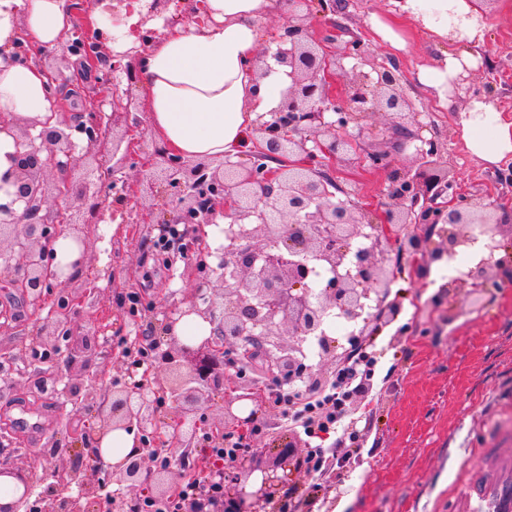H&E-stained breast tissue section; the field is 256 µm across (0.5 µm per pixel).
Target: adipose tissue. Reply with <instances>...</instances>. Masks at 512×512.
Wrapping results in <instances>:
<instances>
[{
    "mask_svg": "<svg viewBox=\"0 0 512 512\" xmlns=\"http://www.w3.org/2000/svg\"><path fill=\"white\" fill-rule=\"evenodd\" d=\"M201 22L166 29L140 61L153 134L187 158H221L250 147L257 114L275 109L288 83L273 66L257 79L254 61L264 36L261 20L275 0H200ZM394 12L441 41L466 45L437 65L423 66L419 82L448 101L458 74L479 59L469 45L483 40L486 23L471 0H391ZM72 26L67 0H0V204L14 199L12 156L20 124L52 118L51 74L36 62L17 61L18 39L37 48H55ZM462 138L474 157L497 165L512 161V121L494 101L471 100L463 112Z\"/></svg>",
    "mask_w": 512,
    "mask_h": 512,
    "instance_id": "1",
    "label": "adipose tissue"
}]
</instances>
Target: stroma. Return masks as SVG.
Segmentation results:
<instances>
[{
	"label": "stroma",
	"mask_w": 512,
	"mask_h": 512,
	"mask_svg": "<svg viewBox=\"0 0 512 512\" xmlns=\"http://www.w3.org/2000/svg\"><path fill=\"white\" fill-rule=\"evenodd\" d=\"M335 15L341 29L337 43L357 34L370 43L378 61L396 64L409 97L420 111H436L437 119L425 125L424 138L439 137L448 169L458 194L489 199L512 208V184L501 176L512 166L491 167L469 154L461 139L463 100H450L437 108L436 100L417 80L419 67L437 65L443 53H459V44H438L411 21L399 25L408 36V48L398 52L371 29V16L389 15L391 0H340ZM487 10L484 42L474 52L482 63L474 72L467 96L492 97L505 119L512 120V0L484 4ZM40 61L55 77V93L61 111L87 112L90 102L111 98L112 86L104 82L107 66L98 75L85 72L78 57L61 49L45 51ZM132 92L138 98L135 118H119L115 133L126 134L134 143L132 167L127 178L146 173L156 139L150 129L148 102L142 84ZM388 170L371 167L363 157L354 165L337 167L339 187L354 191L359 202L373 214L388 204ZM174 203L166 193L149 200L135 195L109 193L100 204L101 215L115 226L110 243L89 241L86 283L91 292L77 304L74 333L69 343L74 354L68 373L79 381L84 361L103 369L108 386L128 381L127 369L118 358L123 337L151 349L168 343L160 326L171 304L190 288L195 271L184 261L174 268L160 263L154 243L160 235V216L173 214ZM399 247L389 257L398 271L390 299L398 315L372 336L380 353V378L367 399L357 402L353 415L365 424L366 454L357 459L340 479H329L318 505L319 512H441L448 501V487L465 459L470 426L490 435L495 428L512 431V279L479 303H472L466 288H448V274L431 264L424 279H416L399 261ZM112 265L116 278L107 280L105 265ZM141 294L144 304L137 316H129V293ZM11 320L0 332V350L8 352L12 371L0 374V409L25 417L26 426L0 429V468L26 467L35 455L57 449L58 459L70 464L81 450L76 438L91 433L97 424L94 413L76 410L63 398L44 399L30 391L24 371L26 351L39 323L0 270V311ZM267 414L253 428L249 444L253 453L264 454L283 437L302 438L301 429L289 426L283 406L266 395Z\"/></svg>",
	"instance_id": "1"
}]
</instances>
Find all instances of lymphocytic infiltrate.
Segmentation results:
<instances>
[{"mask_svg":"<svg viewBox=\"0 0 512 512\" xmlns=\"http://www.w3.org/2000/svg\"><path fill=\"white\" fill-rule=\"evenodd\" d=\"M379 360L372 345L354 341L335 375L322 389L306 392L278 380L269 385V392L283 403L289 425L302 429L315 441L307 453L309 481L300 494L292 497L290 512H313L332 469H344L361 456V431L352 405L372 390ZM330 435L335 436L338 444L332 462L321 446L322 440Z\"/></svg>","mask_w":512,"mask_h":512,"instance_id":"f902f5d3","label":"lymphocytic infiltrate"}]
</instances>
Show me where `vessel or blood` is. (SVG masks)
Listing matches in <instances>:
<instances>
[{
    "mask_svg": "<svg viewBox=\"0 0 512 512\" xmlns=\"http://www.w3.org/2000/svg\"><path fill=\"white\" fill-rule=\"evenodd\" d=\"M448 512H512V448L473 442L448 494Z\"/></svg>",
    "mask_w": 512,
    "mask_h": 512,
    "instance_id": "obj_1",
    "label": "vessel or blood"
}]
</instances>
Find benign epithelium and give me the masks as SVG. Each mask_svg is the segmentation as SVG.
Wrapping results in <instances>:
<instances>
[{"label":"benign epithelium","mask_w":512,"mask_h":512,"mask_svg":"<svg viewBox=\"0 0 512 512\" xmlns=\"http://www.w3.org/2000/svg\"><path fill=\"white\" fill-rule=\"evenodd\" d=\"M288 5V17L272 37L274 49L256 56L255 69L258 79L265 78L270 55L286 68L289 82L278 106L258 115L253 124L248 165L243 168L229 158L217 166L190 164L160 147L154 153V171L140 178V184L151 192L162 187L170 191L176 215L160 223L166 233L175 236L181 258L210 252L196 232L201 225L212 223L216 213L224 212L235 227L219 263L222 304L213 300L212 279L200 275L185 306L169 310L162 321V328L170 332L182 317L197 314L212 325V335L198 344L170 337L167 348L154 349L151 367L117 390L107 389L105 372L87 366L82 387L65 380L60 371L35 373L36 389L56 390L73 408L94 410L99 420L95 433L81 439V447L90 451L84 465L58 464L46 455L31 462L29 470L40 467L55 483L77 487L74 496L44 500L39 512H88L90 503L96 512H142L141 501L132 490L149 486L157 506L179 493L188 473L156 465L153 460L160 452L174 456L191 450L200 426L199 410L223 390L224 377L234 367L226 359L230 349L241 363L265 350L273 375L297 378L309 382L312 389L319 388L321 379L303 362V344L312 337L322 353L335 352L336 341L324 329L328 314L338 312L353 321L361 318L366 329L370 319L363 314L374 300L377 322L387 325L397 317V306L388 301L394 270L385 256L387 245H401L416 261L415 273L425 277L430 263L482 241L490 259L478 262L451 284L453 288L466 286L475 301L498 287L492 270H512V249L507 247L512 241V213L495 201L457 196L439 138L426 139L420 134L419 113L399 76L378 62L372 45L355 34L340 54L328 53L325 44L332 39L317 36L310 13L303 12L309 0H288ZM101 50L96 36L78 24L64 54L80 56L85 70L92 73L98 70ZM134 56L142 58L131 50L112 54L109 105L115 115H129L137 109L129 92L119 90L122 79L131 83L140 72L126 62ZM336 70L347 80L343 107L336 105L331 89ZM379 113L387 117L399 148L414 145L412 165L391 171L389 203L379 235L371 245L352 253L351 244L372 223L370 212L349 197H336L331 191L336 186L331 171L336 163L350 159L363 133V122ZM36 125L31 122L16 136V196L23 209L17 213L0 206V267L37 313L43 309L46 289L55 287L49 275L51 243L65 230L87 243L81 224L61 212L44 211V173L49 168L63 173L74 170L83 161L76 155L75 135L85 136L91 149L103 139V121L102 113L91 111L87 122L74 126L45 122L35 135L31 129ZM84 170L95 179L94 191L83 196L95 213L102 193L126 183V177L117 161L103 176L102 164L95 160L86 163ZM411 224L423 233L409 232ZM435 235L439 242L430 250ZM317 266L331 276L314 290L310 276ZM86 294L87 288L78 280L68 278L61 283L31 349L72 362L63 343L72 335L74 305ZM284 336L288 340H282ZM166 400L176 409L170 419L159 416ZM243 401L252 404L247 412L239 406ZM265 409L266 401L257 388L226 391L224 422L215 425L206 439L221 447L226 432L246 436ZM136 427L143 435L138 448L112 469L126 491L112 490L97 478L103 465L98 440L111 431ZM305 471L306 455L298 451L293 438L273 446L265 459L240 455L224 464V496L190 503L187 512H284L296 489L290 477ZM11 474L20 478L25 490L10 506H0V512H29L32 476L23 469Z\"/></svg>","instance_id":"obj_1"}]
</instances>
